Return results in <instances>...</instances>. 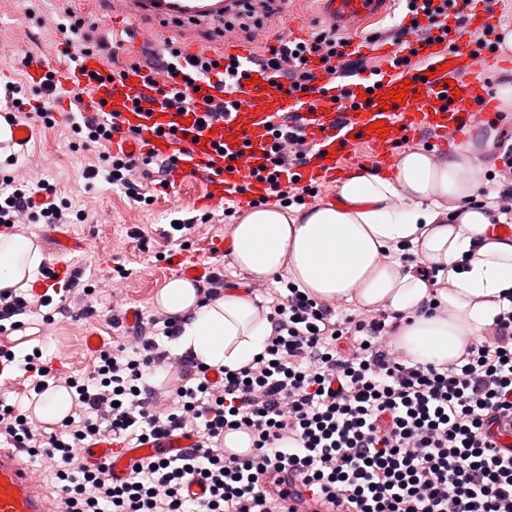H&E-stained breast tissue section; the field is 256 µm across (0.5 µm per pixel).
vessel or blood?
<instances>
[{
	"instance_id": "obj_1",
	"label": "vessel or blood",
	"mask_w": 512,
	"mask_h": 512,
	"mask_svg": "<svg viewBox=\"0 0 512 512\" xmlns=\"http://www.w3.org/2000/svg\"><path fill=\"white\" fill-rule=\"evenodd\" d=\"M320 4L333 25L352 33L345 54L394 59L391 73L381 82L361 74L346 90H339L323 62L313 56L308 62L316 76L313 88L291 95L279 90L274 70L260 69L252 62L250 49L228 45L221 62L234 65L235 88L224 97L223 119L205 123L200 113L184 118L165 108L162 95L151 88L145 72L131 70L125 78L108 80L93 55L82 56L74 66H53L31 56L26 73L37 82L51 77L53 85L63 91L81 90L86 111L134 130V137L123 143L126 152L149 151L161 157L180 154L182 167L169 175L173 195L198 181L202 190L196 201L210 207L229 198L246 204L273 198L270 182L259 173L268 164L269 126L288 112L297 115L312 145L304 165L296 171L297 184L315 189L326 199L335 197L336 184L348 174V158L358 146H367L370 159L385 165L394 160L405 141L422 132L431 133L433 145L442 148L462 142L467 131L486 121L492 111L488 77L503 59L493 49L478 55L472 52V40L501 23L483 0H472L463 28L453 32L451 41L457 43L453 52L448 49L449 41L433 43L415 33L403 45L362 37L367 24L383 13L384 0H320ZM117 15L129 20L148 15L160 21H219L224 17V0H120ZM413 47L419 50L421 66L406 61ZM403 83L408 86L407 96L381 107V99ZM380 120L387 127L386 137L367 134V126ZM169 273L196 280L211 276L213 269L183 254L170 264ZM194 441L192 434L174 433L130 447L103 438L88 447L83 458L90 467L109 465L113 479L121 481L136 462L150 457L179 458ZM23 455V449L0 446V512H51L52 494L34 478ZM280 489L297 512H325L319 502L298 499L295 482H285Z\"/></svg>"
}]
</instances>
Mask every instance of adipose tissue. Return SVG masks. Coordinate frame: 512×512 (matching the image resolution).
<instances>
[{
  "mask_svg": "<svg viewBox=\"0 0 512 512\" xmlns=\"http://www.w3.org/2000/svg\"><path fill=\"white\" fill-rule=\"evenodd\" d=\"M475 163L466 150L437 162L410 148L390 176L362 170L341 180L333 200L251 208L230 228L231 262L256 282L284 272L314 297L385 310L400 318L396 344L412 362L454 361L512 291V239L496 230L503 215L486 206L456 218L442 207L473 197L474 181L460 173ZM405 244L418 267L394 259ZM41 260L33 237L0 238V288L24 287ZM425 268L437 269L442 285L422 276ZM198 301L194 284L180 278L157 296L166 314L182 320L179 351L230 370L263 352L271 325L252 296L228 289L206 306Z\"/></svg>",
  "mask_w": 512,
  "mask_h": 512,
  "instance_id": "adipose-tissue-1",
  "label": "adipose tissue"
}]
</instances>
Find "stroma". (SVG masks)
Returning <instances> with one entry per match:
<instances>
[{"mask_svg": "<svg viewBox=\"0 0 512 512\" xmlns=\"http://www.w3.org/2000/svg\"><path fill=\"white\" fill-rule=\"evenodd\" d=\"M53 7L54 0H0V89L6 83L27 80L17 56L9 51L12 44H24L27 52L50 57L57 63L70 61L65 36L55 27L38 26L33 19L34 13H47ZM254 7L268 33L288 18L310 37L327 27L326 22L317 18L316 0H254ZM11 152L19 163L40 171L63 191L81 181L83 171L97 162L95 155L78 150L60 131L41 127L26 147L15 146ZM198 189L195 183L187 186L180 200L175 201L168 190L159 187L153 191L154 204L145 206L103 180H95V212L85 222L69 227L73 237L87 244L86 249L72 253V260L86 263L99 275L109 274L118 265L129 269L128 278L122 282L128 304L146 317L159 311L155 297L167 281V264L175 253L200 255L229 284L246 283L247 275L217 249L219 240L229 234L228 223L201 225L183 245L169 238L172 220L203 215V207L195 202ZM88 303L95 309L94 316L82 314ZM108 307L107 296L100 292L90 298L79 288L67 294L62 310L46 332L47 353L63 373L86 374L93 370L95 356L83 347L86 333L98 332L111 345L125 341L124 329L109 324Z\"/></svg>", "mask_w": 512, "mask_h": 512, "instance_id": "stroma-1", "label": "stroma"}]
</instances>
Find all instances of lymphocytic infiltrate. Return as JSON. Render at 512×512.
<instances>
[{"instance_id": "obj_1", "label": "lymphocytic infiltrate", "mask_w": 512, "mask_h": 512, "mask_svg": "<svg viewBox=\"0 0 512 512\" xmlns=\"http://www.w3.org/2000/svg\"><path fill=\"white\" fill-rule=\"evenodd\" d=\"M56 12L64 31L79 37L81 54H97L109 76L125 75L118 45L86 25L68 0H58ZM342 45L330 28L310 41L269 46L259 62L278 72L283 90L304 89L313 79L308 56L330 58ZM177 49L167 40L145 44L139 66L182 112L192 102L172 83ZM68 98L72 138L101 160L84 179L104 177L138 201L140 180L176 169L175 154L103 151V143L129 139V132L82 113L79 91ZM37 191L49 196L47 206L32 203ZM55 194L46 180L0 175V224L67 223L70 204ZM53 313L49 300L0 290L1 336L25 330L33 315L52 324ZM262 316L271 325L263 353L238 370L222 369L217 382L191 354L174 359L160 349L158 337L174 340L181 332L169 315L138 322L134 347L100 350L85 375L64 376L39 354L25 356L34 396L65 381L71 410L46 432L30 411L1 400L0 443L51 464L60 482L57 512H284L271 486L287 472L332 512H512V453L492 438L494 426L512 421V303L484 340L442 365L411 363L394 343L399 325L388 312L341 319L333 303L291 282L273 293ZM173 371L171 404L158 410L149 379ZM183 429L196 435L186 455L137 462L120 483L108 466L87 468L78 455L105 436L135 444ZM231 432L249 435L247 458L220 454ZM190 479L207 486L205 501L184 497Z\"/></svg>"}]
</instances>
